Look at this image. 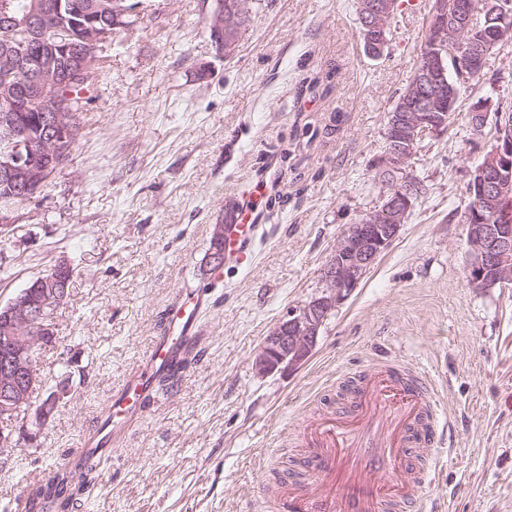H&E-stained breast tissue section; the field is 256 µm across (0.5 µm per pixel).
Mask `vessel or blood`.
Listing matches in <instances>:
<instances>
[{"label": "vessel or blood", "mask_w": 512, "mask_h": 512, "mask_svg": "<svg viewBox=\"0 0 512 512\" xmlns=\"http://www.w3.org/2000/svg\"><path fill=\"white\" fill-rule=\"evenodd\" d=\"M224 253L248 262L252 213L226 209ZM199 293L187 294L166 313L161 336L135 374L106 403L97 429L84 438L86 459L113 451L152 396L156 378L179 368L182 345L192 340ZM442 407L429 377L381 360L353 381L347 407L310 414L302 429L305 452L281 481L264 512H427L423 491L436 478L435 459L446 433Z\"/></svg>", "instance_id": "obj_1"}]
</instances>
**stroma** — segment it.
<instances>
[{"instance_id": "stroma-1", "label": "stroma", "mask_w": 512, "mask_h": 512, "mask_svg": "<svg viewBox=\"0 0 512 512\" xmlns=\"http://www.w3.org/2000/svg\"><path fill=\"white\" fill-rule=\"evenodd\" d=\"M429 0L399 10L365 53L356 0H251L233 55L210 38L215 0H142L116 28L80 112L82 137L0 235V305L58 259L73 268L57 342L38 359L34 442L0 448V512L78 459L102 407L141 365L169 305L206 302L199 356L103 458L72 512H247L276 492L298 431L343 381L383 356L426 369L453 425L430 492L440 512H512V288L469 286L466 186L490 144L466 112L512 100V43L489 58L493 88L465 84L447 130L416 148L422 189L392 244L323 325L299 369L259 375L255 357L288 312L323 287L338 237L378 209L387 114L419 61ZM249 201L250 265L206 273L210 229Z\"/></svg>"}]
</instances>
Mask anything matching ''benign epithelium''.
I'll return each instance as SVG.
<instances>
[{
  "mask_svg": "<svg viewBox=\"0 0 512 512\" xmlns=\"http://www.w3.org/2000/svg\"><path fill=\"white\" fill-rule=\"evenodd\" d=\"M247 2L217 0L210 23L219 35L218 48L226 55L238 44ZM398 8L399 0H359L369 46L384 49ZM64 9L63 0H33L28 6L0 0V25L38 33L43 31L42 21ZM126 13V0H112L110 23L99 26L88 20L76 43L48 44L38 37L0 54V64L13 75L0 106L1 205L33 198L60 166L74 135L75 116L59 89L90 80L83 56L105 42L112 29L123 24ZM507 21L494 0L482 9L462 0H432V45L416 74L410 104L388 113L381 168L384 181L394 185L393 194L338 239L323 269L325 289L271 330L255 358L258 374L299 369L315 349L325 321L397 237L414 199V186L406 177L409 160L426 135L448 128V113L438 111L440 103L456 100L459 85L481 73L499 46L512 39ZM449 67L455 73L450 80ZM469 119L479 133L494 120L497 135L493 152L477 165L470 182L474 200L469 216L476 220L467 224V280L473 288L512 285V226L492 223L499 204L512 198V122L490 112L485 102L472 106ZM71 281L70 265L61 259L46 276L0 306V418L13 416L42 384L37 354L55 343L53 317L65 302Z\"/></svg>",
  "mask_w": 512,
  "mask_h": 512,
  "instance_id": "7a95c632",
  "label": "benign epithelium"
}]
</instances>
